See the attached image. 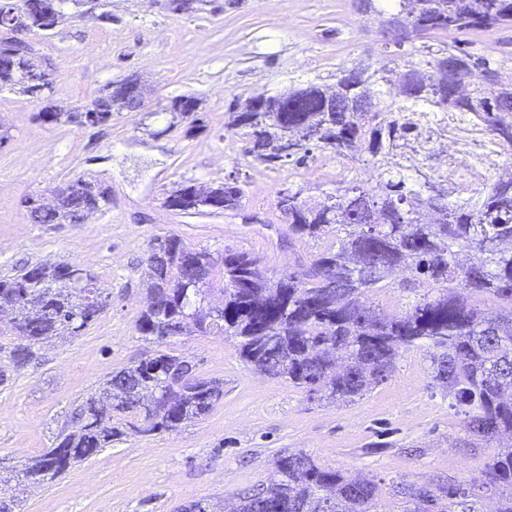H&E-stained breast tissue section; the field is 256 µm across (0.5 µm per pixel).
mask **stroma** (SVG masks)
I'll return each mask as SVG.
<instances>
[{
	"mask_svg": "<svg viewBox=\"0 0 512 512\" xmlns=\"http://www.w3.org/2000/svg\"><path fill=\"white\" fill-rule=\"evenodd\" d=\"M111 23L88 14L34 36L55 67L51 97L74 106L109 82L139 79L144 104L104 125H50L40 103L0 92V276L25 263L74 260L93 271L109 305L81 335L38 346L0 385V467L19 465L71 426L79 401L151 348L136 329L148 301L146 258L156 238L175 235L221 258L225 248L263 256L269 277L298 269L321 242L289 241L276 208L289 187L316 201L337 186L336 156L314 150L267 165L227 128L231 103L292 87L335 84L359 59L404 62L376 15L355 0H211L192 14L165 0H101ZM461 48L512 72V26L454 33ZM198 99L199 128L166 112L175 97ZM237 176L241 207L185 214L165 199L178 185L204 188ZM107 186L111 204L80 224L32 223L24 201L74 178ZM169 349L198 376L224 385L202 420L181 430L126 436L55 481L16 494L22 512H179L194 500L234 512L238 494L266 482L277 456L305 452L320 464L378 486L377 512H410L398 485L477 477L488 449L460 447L462 419L432 379L426 348L405 353L391 376L352 402L308 395L255 372L234 340L212 333L171 338Z\"/></svg>",
	"mask_w": 512,
	"mask_h": 512,
	"instance_id": "obj_1",
	"label": "stroma"
}]
</instances>
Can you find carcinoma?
I'll use <instances>...</instances> for the list:
<instances>
[{
	"label": "carcinoma",
	"mask_w": 512,
	"mask_h": 512,
	"mask_svg": "<svg viewBox=\"0 0 512 512\" xmlns=\"http://www.w3.org/2000/svg\"><path fill=\"white\" fill-rule=\"evenodd\" d=\"M88 0H0V20L14 21L32 32L82 16ZM383 0L374 6L382 23L410 20L418 28L415 51L426 59L406 60L399 68L380 65L356 81L349 70L336 74L333 91L316 85L292 89L263 110L236 113L230 124L256 160L277 163L276 156L255 146L257 128L267 138L282 129L324 128L321 151L344 158L368 154L383 168L371 189L348 184L310 204L303 198L288 210L278 208L288 237L329 240L300 268L276 280L267 276L264 258L245 249H224L221 274L223 307L204 306L212 289L216 262L206 250H193L177 236L156 239L148 255L163 253L160 265L148 266L153 306L141 313L137 331L156 344L153 353L112 374L105 385L78 405L76 425L62 431L50 448L19 467L0 473V512H21L16 487L44 486L75 464L88 460L132 432L142 435L178 430L209 415L223 398L217 383L183 378L185 359L163 344L193 327L219 332L237 341L242 360L252 369L318 394L329 401L350 402L387 380L396 360L424 340L431 354L433 380L448 391L450 407L463 416L462 444L477 448L498 443L480 477L464 485L454 479L401 488L415 512H433L443 502L478 493L498 497L496 512H512V175L485 185L476 200L448 205L430 181L408 186L397 151L419 124L405 115L475 113L490 139L512 146V73L485 58H475L453 43H426L437 32L485 30L512 24V0ZM27 45L0 48V90H17L43 103L38 117L48 124L101 125L112 113L136 111L143 104L137 81L109 83L90 102L64 108L50 98L27 71ZM462 68L458 83L466 95L454 96L447 85L440 94L429 80L440 67ZM387 86L386 91L375 90ZM358 191L364 212L352 208ZM240 183L224 182L201 199L196 187L183 184L165 200L180 211L226 212L242 206ZM110 191L83 182L72 192L59 191L52 208L34 207V224H74L76 219L109 205ZM480 254L479 262L469 253ZM404 282L430 283L427 293L403 315H390L363 300L375 288H391L395 271ZM336 280V287L323 283ZM486 293L498 313L486 316L467 305L457 291ZM107 295L97 278L80 263L54 266L28 263L0 277V307L16 315L11 329L23 342L0 365V385L10 372L25 367L36 345L57 336H78L102 313ZM158 398L149 410L138 394ZM377 484L325 468L304 452L280 455L268 482L245 493L238 512H372Z\"/></svg>",
	"instance_id": "cac0c4a2"
}]
</instances>
